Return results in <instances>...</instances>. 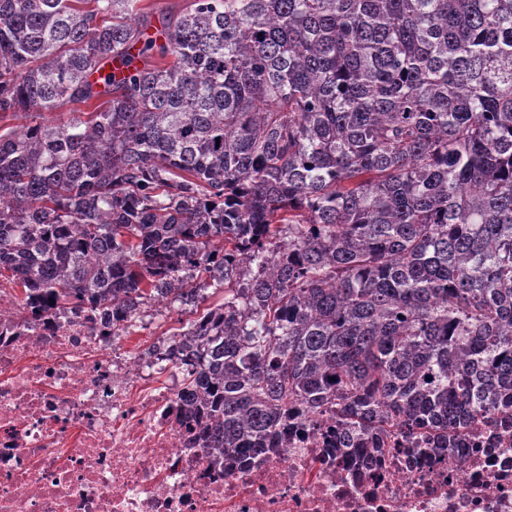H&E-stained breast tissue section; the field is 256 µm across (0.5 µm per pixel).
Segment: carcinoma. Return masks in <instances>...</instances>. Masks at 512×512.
I'll return each instance as SVG.
<instances>
[{
	"label": "carcinoma",
	"instance_id": "1",
	"mask_svg": "<svg viewBox=\"0 0 512 512\" xmlns=\"http://www.w3.org/2000/svg\"><path fill=\"white\" fill-rule=\"evenodd\" d=\"M152 17L0 0V278L23 305L127 334L138 304L193 306L183 382L217 463L276 444L290 403L433 452L512 414V0Z\"/></svg>",
	"mask_w": 512,
	"mask_h": 512
}]
</instances>
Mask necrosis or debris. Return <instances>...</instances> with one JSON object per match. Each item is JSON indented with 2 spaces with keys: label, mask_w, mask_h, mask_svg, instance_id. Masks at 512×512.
Masks as SVG:
<instances>
[{
  "label": "necrosis or debris",
  "mask_w": 512,
  "mask_h": 512,
  "mask_svg": "<svg viewBox=\"0 0 512 512\" xmlns=\"http://www.w3.org/2000/svg\"><path fill=\"white\" fill-rule=\"evenodd\" d=\"M153 345L0 289V512H512V431L489 424L443 455L401 435L379 451L340 447L329 412L215 465L180 420L189 363Z\"/></svg>",
  "instance_id": "1"
}]
</instances>
